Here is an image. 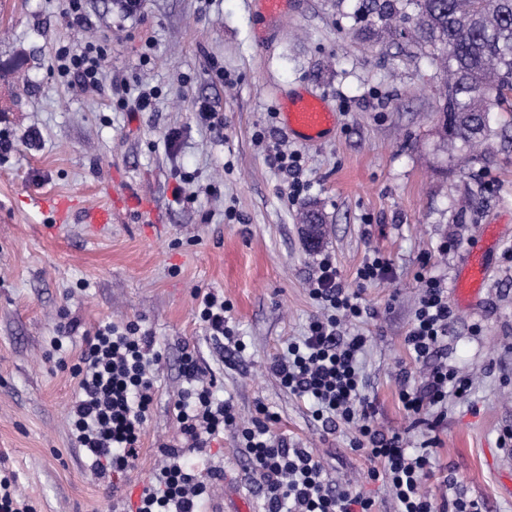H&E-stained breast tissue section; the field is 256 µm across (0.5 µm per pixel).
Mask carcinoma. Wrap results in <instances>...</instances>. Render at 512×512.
I'll return each instance as SVG.
<instances>
[{"instance_id":"cac0c4a2","label":"carcinoma","mask_w":512,"mask_h":512,"mask_svg":"<svg viewBox=\"0 0 512 512\" xmlns=\"http://www.w3.org/2000/svg\"><path fill=\"white\" fill-rule=\"evenodd\" d=\"M348 18L438 64L451 141L471 147L494 136L489 113L512 105V0H355Z\"/></svg>"}]
</instances>
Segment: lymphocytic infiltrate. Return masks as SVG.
<instances>
[{"label":"lymphocytic infiltrate","instance_id":"lymphocytic-infiltrate-1","mask_svg":"<svg viewBox=\"0 0 512 512\" xmlns=\"http://www.w3.org/2000/svg\"><path fill=\"white\" fill-rule=\"evenodd\" d=\"M112 52V38L94 33L78 48H57L51 70L79 90L111 96L101 62ZM413 322L404 338L414 364L426 366L419 388L402 390L400 401L406 415L422 422L449 396L466 398L470 380L445 364H431L442 350L455 315L448 304V289L438 277L423 274ZM309 296L326 310L314 317L300 342L289 344L276 357L271 371L290 392L311 404L313 415L330 431L339 425L354 427L355 451L369 461V478L384 480L398 512H482L475 499L461 497L435 501L422 486L432 473L428 446L410 447L404 434L385 433L375 423L376 408L365 393L358 355L365 345L361 335L346 333L348 324L367 312L360 292L346 288L335 262L323 257L313 277ZM159 359L149 331L137 323L124 327L104 325L87 337L78 364L77 399L70 417L76 439L93 457L100 475H125L139 457L144 426L154 400L155 380L151 366ZM201 369L193 353L182 356V375L194 387L176 405L181 435L192 447L237 426L246 448L253 482L262 490L267 512H373L371 499L340 485L331 484L320 461L307 449L289 447L271 431L276 416L259 407V419L236 425L232 404L217 400L212 387L199 384ZM171 463L158 478L159 485L141 500L137 512H199L206 490L194 468L181 464L179 451H166Z\"/></svg>","mask_w":512,"mask_h":512}]
</instances>
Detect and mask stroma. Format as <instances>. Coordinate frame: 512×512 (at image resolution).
<instances>
[{
    "instance_id": "35a3bbf8",
    "label": "stroma",
    "mask_w": 512,
    "mask_h": 512,
    "mask_svg": "<svg viewBox=\"0 0 512 512\" xmlns=\"http://www.w3.org/2000/svg\"><path fill=\"white\" fill-rule=\"evenodd\" d=\"M112 3L87 0L98 29L112 33L103 67L113 82L154 92L152 111L107 107L51 76L53 47L82 36L59 0H0V135L13 143L0 155V479L11 478L36 512H137L132 486H150L167 462L163 448L174 445L208 487L201 512L228 487L265 512L234 428L201 450L179 432L174 405L189 349L238 421L265 404L279 417L273 431L312 451L330 482L371 498L375 512H397L386 484L370 480L368 461L351 450L352 430L324 432L270 370L320 312L307 284L326 252L372 311L356 328L367 338L362 370L382 430L406 433L414 446L436 438L425 484L434 497L449 491V475L454 493L487 512H512V456L498 442L512 429V262L503 257L512 247V112L491 113L495 134L478 152L450 147L431 59L363 36L336 0H288L286 15L269 23L260 0H143L130 19ZM297 90L337 111L335 131L319 142L299 141L282 122L279 101ZM203 102L222 113V128L198 124ZM172 129L182 133L174 148L165 141ZM273 138L301 156L308 189L298 201L288 199ZM179 184L191 202L175 200ZM128 189L148 198L151 214L120 210L95 232L76 222L45 236L49 217L31 204L64 194L99 206ZM309 204L326 217L315 247L302 222ZM487 224L502 227L488 286L477 306H454L438 355L470 376L471 391L449 397L430 431L399 401L401 387L420 382L404 344L421 292L416 274L424 268L452 283ZM451 238L455 248L441 251ZM375 250L393 274L360 284L356 271ZM197 290L230 302L241 349L211 336ZM133 320L153 333L161 359L139 458L116 490L72 435L71 367L100 324Z\"/></svg>"
}]
</instances>
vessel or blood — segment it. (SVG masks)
<instances>
[{
	"label": "vessel or blood",
	"mask_w": 512,
	"mask_h": 512,
	"mask_svg": "<svg viewBox=\"0 0 512 512\" xmlns=\"http://www.w3.org/2000/svg\"><path fill=\"white\" fill-rule=\"evenodd\" d=\"M281 113L288 128L298 140L311 143L322 139L336 126V113L325 100L308 92H297L281 103ZM33 203L51 216L47 232H55L60 225L75 221L91 228L111 224L115 210L146 211L145 200L136 192L128 190L116 197L114 206L82 207L66 195H45L34 198ZM485 248H472L456 279L454 295L464 306L476 303L483 290L488 274Z\"/></svg>",
	"instance_id": "b4317fda"
}]
</instances>
